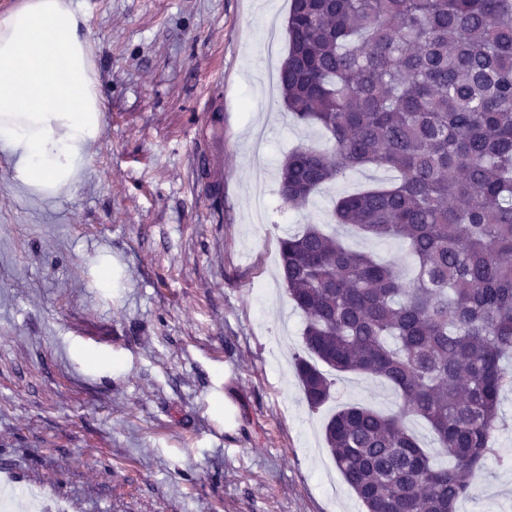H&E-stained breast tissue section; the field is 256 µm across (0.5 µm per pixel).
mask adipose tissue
Segmentation results:
<instances>
[{"label":"adipose tissue","mask_w":512,"mask_h":512,"mask_svg":"<svg viewBox=\"0 0 512 512\" xmlns=\"http://www.w3.org/2000/svg\"><path fill=\"white\" fill-rule=\"evenodd\" d=\"M83 26L71 0H21L0 14V152L38 195L75 187L102 135L105 107Z\"/></svg>","instance_id":"adipose-tissue-1"}]
</instances>
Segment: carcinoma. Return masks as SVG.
Returning <instances> with one entry per match:
<instances>
[{"instance_id":"1","label":"carcinoma","mask_w":512,"mask_h":512,"mask_svg":"<svg viewBox=\"0 0 512 512\" xmlns=\"http://www.w3.org/2000/svg\"><path fill=\"white\" fill-rule=\"evenodd\" d=\"M286 33L284 106L329 147L288 154L280 198L304 206L351 170L392 172L340 197L332 221L415 261L406 277L322 224L278 240L305 320L302 391L315 411L338 373L382 380L398 412L329 418L337 469L366 512H457L512 387V0H291ZM409 418L430 426L435 452Z\"/></svg>"}]
</instances>
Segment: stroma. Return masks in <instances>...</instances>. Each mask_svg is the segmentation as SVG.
I'll list each match as a JSON object with an SVG mask.
<instances>
[{"label": "stroma", "instance_id": "obj_1", "mask_svg": "<svg viewBox=\"0 0 512 512\" xmlns=\"http://www.w3.org/2000/svg\"><path fill=\"white\" fill-rule=\"evenodd\" d=\"M72 3L106 105L82 180L40 197L0 155V506L363 512L324 425L344 406L389 414L399 399L345 374L309 410L278 240L387 174L350 172L299 211L278 196L288 152L326 142L267 93L290 0ZM259 143L267 236L255 229ZM459 512H512V470L484 459Z\"/></svg>", "mask_w": 512, "mask_h": 512}]
</instances>
